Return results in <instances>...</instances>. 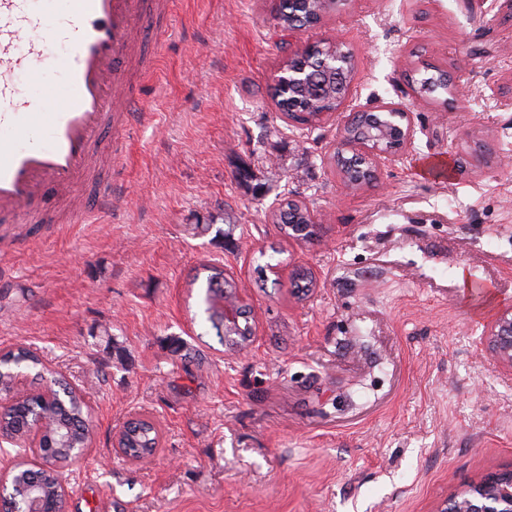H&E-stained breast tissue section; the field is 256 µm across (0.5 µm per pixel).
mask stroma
<instances>
[{
    "label": "stroma",
    "mask_w": 512,
    "mask_h": 512,
    "mask_svg": "<svg viewBox=\"0 0 512 512\" xmlns=\"http://www.w3.org/2000/svg\"><path fill=\"white\" fill-rule=\"evenodd\" d=\"M275 7L172 0L139 34L153 66L112 135L113 213L0 224V354L36 350L94 416L66 512H438L512 468V372L480 343L512 304V20L494 0H349L303 33L352 53L350 108L412 112L404 155L350 190L339 120L277 116L270 83L294 48ZM427 65L461 101L413 94ZM426 157L447 177L422 176ZM286 196L321 214L316 239L273 223ZM203 263L250 308L243 349L200 320ZM133 417L160 434L141 460L114 446Z\"/></svg>",
    "instance_id": "35a3bbf8"
}]
</instances>
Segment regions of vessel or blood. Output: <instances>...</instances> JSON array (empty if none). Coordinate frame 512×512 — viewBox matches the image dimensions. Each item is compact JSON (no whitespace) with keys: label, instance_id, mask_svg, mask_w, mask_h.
Returning <instances> with one entry per match:
<instances>
[{"label":"vessel or blood","instance_id":"obj_1","mask_svg":"<svg viewBox=\"0 0 512 512\" xmlns=\"http://www.w3.org/2000/svg\"><path fill=\"white\" fill-rule=\"evenodd\" d=\"M170 0H69L64 16L35 0H0V223L43 222L41 201L59 197L68 223L112 209V132L138 99L131 75L150 69L139 47L142 23L163 18ZM69 45L61 88L49 110L34 107L26 82L44 77L49 42Z\"/></svg>","mask_w":512,"mask_h":512}]
</instances>
